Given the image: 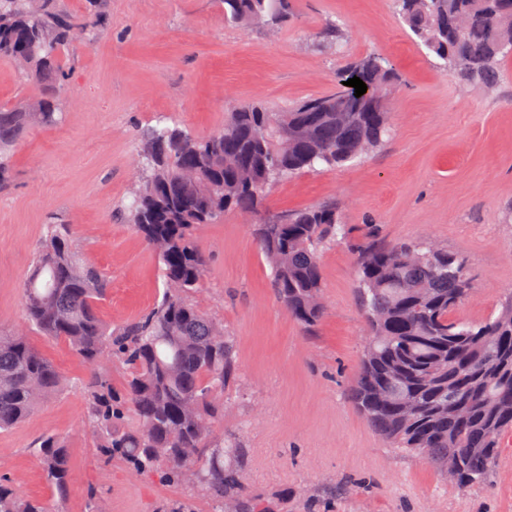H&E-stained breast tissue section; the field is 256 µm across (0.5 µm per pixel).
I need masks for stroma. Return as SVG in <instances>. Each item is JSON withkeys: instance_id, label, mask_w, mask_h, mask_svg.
<instances>
[{"instance_id": "stroma-1", "label": "stroma", "mask_w": 512, "mask_h": 512, "mask_svg": "<svg viewBox=\"0 0 512 512\" xmlns=\"http://www.w3.org/2000/svg\"><path fill=\"white\" fill-rule=\"evenodd\" d=\"M341 26V51L318 47ZM376 53L403 77L391 96L392 139L365 159L276 184L271 219L342 201L349 238L320 257L326 314L304 333L274 294L250 218L225 212L196 228L210 256L194 302L234 339L240 369L224 396L225 437L244 450L242 476L277 512H512V433L488 479L460 490L424 458L387 446L355 408L350 389L365 343L356 258L367 228L390 243L427 240L463 254L474 282L457 317L479 323L512 292V60L492 90L460 84L408 37L393 0H292L275 32L225 21L217 0H112L93 43L62 52L69 71L64 120L31 130L0 191V329L23 327L20 287L52 218L71 225L90 262L112 277L104 318L119 324L163 295L161 264L132 225L114 221L139 162L137 129L160 115L200 135L217 131L234 103L272 109L331 93L343 57ZM46 433L69 448L65 501L49 488L33 446ZM0 477L43 499L49 512H155L192 488L139 476L96 448L84 396L71 387L0 431Z\"/></svg>"}]
</instances>
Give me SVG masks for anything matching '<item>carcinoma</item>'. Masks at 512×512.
<instances>
[{"instance_id":"cac0c4a2","label":"carcinoma","mask_w":512,"mask_h":512,"mask_svg":"<svg viewBox=\"0 0 512 512\" xmlns=\"http://www.w3.org/2000/svg\"><path fill=\"white\" fill-rule=\"evenodd\" d=\"M0 0V58L9 59L32 92L0 103V190L10 181L11 153L34 127L61 122L68 73L61 51L92 36L111 0ZM408 36L465 85L494 88L512 59V0H393ZM224 20L246 27L279 26L288 0H220ZM367 86L317 98L345 112H317L309 102L272 112L240 103L224 126L200 136L160 117L138 134L140 169L123 218L162 263L165 292L145 315L112 325L100 306L110 280L91 265L66 224L47 225L21 287L31 331L62 340L85 362L88 430L96 447L136 471L186 484L212 512H273L242 477L243 449L216 426L224 393L239 382L233 339L188 296L209 256L196 242L200 224L224 212L258 213L274 183L318 166L344 167L382 146L391 133L388 94L397 76L387 59L367 54L350 65ZM283 224L254 232L270 263L273 290L288 315L310 330L323 318L320 253L344 236L335 203L285 212ZM472 291L467 261L424 242L387 244L367 234L357 264V292L368 337L351 399L389 445L423 454L442 474L453 467L464 490L484 482L512 430V295L478 324L454 311ZM128 370L126 395L113 401L98 368ZM66 387L55 363L19 331L0 329V430L28 418ZM35 447L45 478L61 500L72 467L63 437L46 433ZM191 498L157 512H194ZM0 512H47L37 498L0 486Z\"/></svg>"}]
</instances>
